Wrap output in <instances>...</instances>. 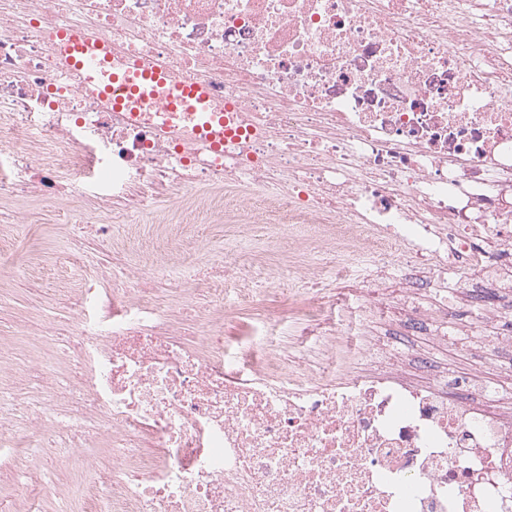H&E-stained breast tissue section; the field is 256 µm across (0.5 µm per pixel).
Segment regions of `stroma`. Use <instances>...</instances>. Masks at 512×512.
<instances>
[{
    "instance_id": "stroma-1",
    "label": "stroma",
    "mask_w": 512,
    "mask_h": 512,
    "mask_svg": "<svg viewBox=\"0 0 512 512\" xmlns=\"http://www.w3.org/2000/svg\"><path fill=\"white\" fill-rule=\"evenodd\" d=\"M214 211L192 213L181 223L166 216L138 218L116 224L112 251L132 268L167 258V244L176 241L178 260L203 267L224 246L223 197H216ZM21 215L17 224L0 223V251L13 254L17 268L0 286V339L24 340L28 352L39 348L36 333L41 325L63 322L68 314L63 295L76 285L62 271L60 254L70 239L77 217L72 205H42L35 197L0 198V215Z\"/></svg>"
}]
</instances>
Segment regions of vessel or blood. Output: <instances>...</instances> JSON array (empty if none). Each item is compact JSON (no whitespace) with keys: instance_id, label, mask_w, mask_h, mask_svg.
Wrapping results in <instances>:
<instances>
[{"instance_id":"1","label":"vessel or blood","mask_w":512,"mask_h":512,"mask_svg":"<svg viewBox=\"0 0 512 512\" xmlns=\"http://www.w3.org/2000/svg\"><path fill=\"white\" fill-rule=\"evenodd\" d=\"M68 50L77 59L83 80L95 85L101 97L118 106L124 100H155L160 112H192L196 115L198 139L222 146L224 142V112L212 108L207 100V85L197 77H172L160 65H137L136 68L112 75L105 74L94 47L70 38Z\"/></svg>"}]
</instances>
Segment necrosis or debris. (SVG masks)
<instances>
[{"label": "necrosis or debris", "instance_id": "1", "mask_svg": "<svg viewBox=\"0 0 512 512\" xmlns=\"http://www.w3.org/2000/svg\"><path fill=\"white\" fill-rule=\"evenodd\" d=\"M65 28L203 79L223 157L98 100ZM0 155V197L173 215L219 189L301 257L251 272L246 335L242 238L206 274L91 270L74 241L97 285L0 389L1 447L88 473L61 512H512V0H0Z\"/></svg>", "mask_w": 512, "mask_h": 512}]
</instances>
